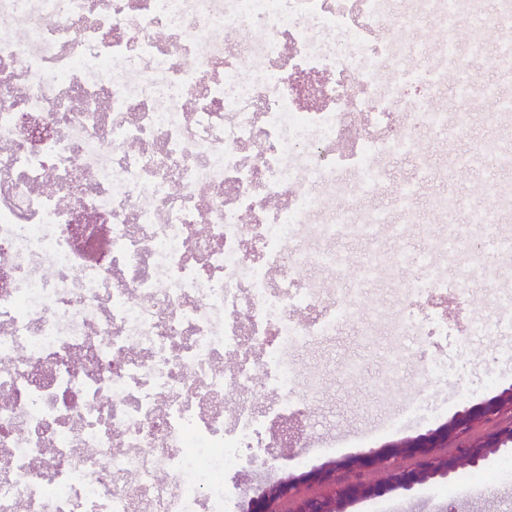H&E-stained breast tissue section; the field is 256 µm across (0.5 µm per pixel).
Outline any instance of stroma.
Returning <instances> with one entry per match:
<instances>
[{
    "label": "stroma",
    "instance_id": "obj_1",
    "mask_svg": "<svg viewBox=\"0 0 512 512\" xmlns=\"http://www.w3.org/2000/svg\"><path fill=\"white\" fill-rule=\"evenodd\" d=\"M467 107L472 114L468 139L452 145L426 141L430 165L446 163L449 153H462L469 138L490 136L491 101L476 98ZM432 192L429 184H419L418 204L411 214L400 212L396 197L390 192L361 198L358 212L383 210L391 225L399 226L400 231L394 234L388 228L380 229L373 241L340 237L335 241L336 249L354 258L375 250L386 260L404 253L433 251L442 247L453 231L467 235L466 210H459L454 222H445L431 210ZM498 233L512 235V216L505 217L496 231L469 238L457 264L442 267L449 280L467 278L471 295L466 300L444 295L433 301H410L403 284L408 278L425 275V268L418 264L391 268L388 275L363 287L358 286L354 270L335 277L338 288L357 301L362 326L339 328L335 335L292 353L299 408L306 415V424L296 429L288 453L279 456L273 470L265 472V480L298 475L331 460L428 433L464 407L512 386V361L501 356L502 351L512 349V335L474 336L466 351L456 347L468 320L484 315L494 297L512 287V258L496 259L490 246ZM487 263L497 265V280L489 281L481 275L480 270ZM412 311L447 315V340L429 342L425 351L417 352L409 340L390 335L391 325ZM442 354L448 358L449 379L434 382L424 377L425 358ZM424 396L441 404L442 413L424 420L411 418L401 428H391L394 417ZM473 480L490 481L488 496L478 503L457 501L454 504L458 512H512V457L503 455L491 456L481 469L460 472L454 482H430L408 491H391L356 503L348 512H448L452 486Z\"/></svg>",
    "mask_w": 512,
    "mask_h": 512
}]
</instances>
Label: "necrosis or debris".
I'll return each mask as SVG.
<instances>
[{"mask_svg": "<svg viewBox=\"0 0 512 512\" xmlns=\"http://www.w3.org/2000/svg\"><path fill=\"white\" fill-rule=\"evenodd\" d=\"M0 0V512H237L300 401L289 352L356 326L308 237L456 142L448 42L512 0ZM421 87L411 98L407 86ZM268 389L270 411L224 397Z\"/></svg>", "mask_w": 512, "mask_h": 512, "instance_id": "4bbe7bcc", "label": "necrosis or debris"}]
</instances>
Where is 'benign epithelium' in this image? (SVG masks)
I'll return each instance as SVG.
<instances>
[{"label": "benign epithelium", "mask_w": 512, "mask_h": 512, "mask_svg": "<svg viewBox=\"0 0 512 512\" xmlns=\"http://www.w3.org/2000/svg\"><path fill=\"white\" fill-rule=\"evenodd\" d=\"M506 451L512 452V386L457 412L430 433L271 482L255 491L244 512H280L284 503L290 505L289 512H347L357 502L393 490L408 491L432 480H449ZM404 459L411 464H401ZM366 472L380 473L382 478L367 480ZM301 483H315L322 492L301 495Z\"/></svg>", "instance_id": "7a95c632"}]
</instances>
